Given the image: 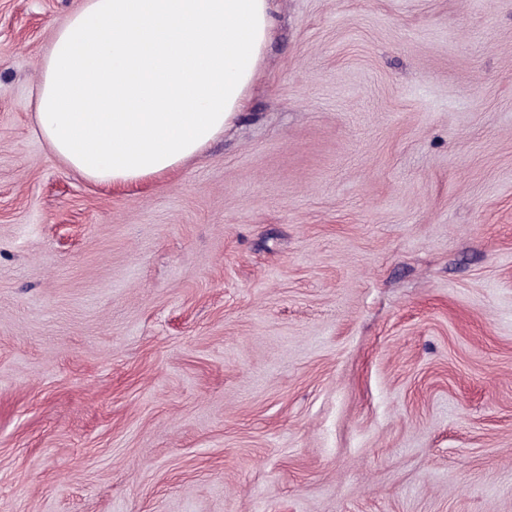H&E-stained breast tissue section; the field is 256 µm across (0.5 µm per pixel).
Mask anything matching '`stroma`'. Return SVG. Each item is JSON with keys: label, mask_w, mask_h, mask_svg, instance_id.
<instances>
[{"label": "stroma", "mask_w": 512, "mask_h": 512, "mask_svg": "<svg viewBox=\"0 0 512 512\" xmlns=\"http://www.w3.org/2000/svg\"><path fill=\"white\" fill-rule=\"evenodd\" d=\"M82 0H0V512H512V0H275L234 127L86 181Z\"/></svg>", "instance_id": "obj_1"}]
</instances>
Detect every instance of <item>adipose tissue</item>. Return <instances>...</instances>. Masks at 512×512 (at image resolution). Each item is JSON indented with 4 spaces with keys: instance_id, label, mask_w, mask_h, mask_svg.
I'll list each match as a JSON object with an SVG mask.
<instances>
[{
    "instance_id": "ef3b65f1",
    "label": "adipose tissue",
    "mask_w": 512,
    "mask_h": 512,
    "mask_svg": "<svg viewBox=\"0 0 512 512\" xmlns=\"http://www.w3.org/2000/svg\"><path fill=\"white\" fill-rule=\"evenodd\" d=\"M275 27L271 0H83L43 60L40 131L97 184L168 173L232 125Z\"/></svg>"
}]
</instances>
